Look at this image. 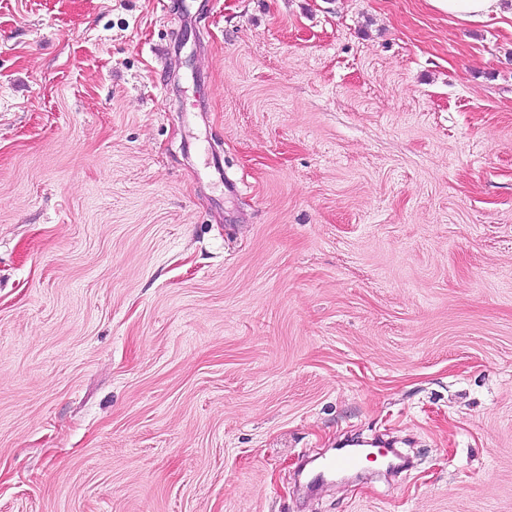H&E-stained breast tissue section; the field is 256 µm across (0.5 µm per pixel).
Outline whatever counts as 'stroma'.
I'll list each match as a JSON object with an SVG mask.
<instances>
[{
    "label": "stroma",
    "instance_id": "1",
    "mask_svg": "<svg viewBox=\"0 0 512 512\" xmlns=\"http://www.w3.org/2000/svg\"><path fill=\"white\" fill-rule=\"evenodd\" d=\"M0 512H512V19L0 0ZM360 458L352 452H344L323 465L322 470L315 474L316 479H325L327 475L341 471H354L359 467Z\"/></svg>",
    "mask_w": 512,
    "mask_h": 512
}]
</instances>
